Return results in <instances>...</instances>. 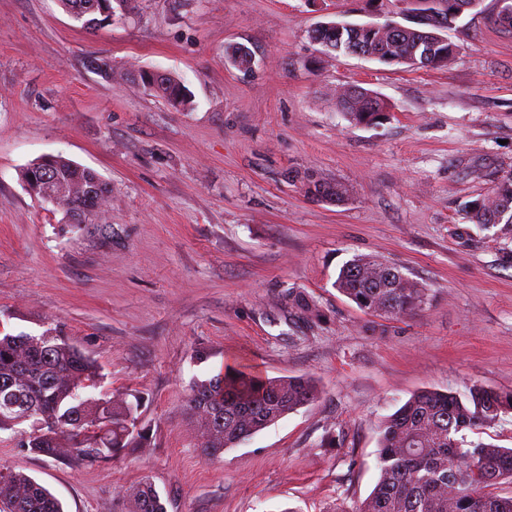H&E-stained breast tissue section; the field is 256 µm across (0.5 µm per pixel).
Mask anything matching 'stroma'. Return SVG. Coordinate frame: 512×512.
<instances>
[{"label":"stroma","mask_w":512,"mask_h":512,"mask_svg":"<svg viewBox=\"0 0 512 512\" xmlns=\"http://www.w3.org/2000/svg\"><path fill=\"white\" fill-rule=\"evenodd\" d=\"M502 6L481 0L447 31L453 61L419 69L312 38L332 21H401L398 0H133L92 30L59 0H0V332L56 329L109 392L143 396L151 428L148 447L94 464L1 431L0 469L65 512H131L145 476L168 512H354L379 478L377 426L412 394L512 389V236L463 211L512 172ZM233 45L250 69L228 59ZM139 70L180 77L192 110L130 81ZM347 85L385 100L388 118L350 123L334 100ZM45 154L110 184L107 223L75 227L26 189L23 169ZM307 171L343 183L345 201L306 195L294 176ZM358 255L430 288V306L360 311L333 286ZM288 288L324 321L290 315ZM237 364L310 377L320 395L209 458L186 390ZM330 432L340 447H321Z\"/></svg>","instance_id":"1"}]
</instances>
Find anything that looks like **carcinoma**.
<instances>
[{
    "label": "carcinoma",
    "instance_id": "obj_1",
    "mask_svg": "<svg viewBox=\"0 0 512 512\" xmlns=\"http://www.w3.org/2000/svg\"><path fill=\"white\" fill-rule=\"evenodd\" d=\"M131 0H60L72 17L96 27L107 17L126 10ZM447 7L431 8L432 16L411 20L403 27L385 23L375 30L346 29L341 34L323 26L312 39L336 52L369 55L387 65L425 68L446 66L455 45L439 37L480 0H446ZM174 108H187L190 97L182 81L170 73L129 74ZM336 105L349 121L377 125L387 117V105L362 87L342 88ZM49 168L62 190L60 207L78 212L92 200L94 211L83 214L89 224L106 219L112 189L94 170L58 155L48 163H30L22 179H37ZM308 195L341 202L346 187L313 173L299 176ZM470 222L502 225L512 233V173L502 176L492 191L466 204ZM334 287L360 311L381 318L402 319L431 302L429 289L400 268L375 256H356L346 262ZM288 307L301 319L322 318L319 303L297 288L287 290ZM103 375L96 362L67 338L47 330L39 336H0V431L24 422L29 431L21 442L28 451L48 457L94 463L111 460L149 442L141 417L142 396L114 397L97 388ZM319 397L308 377L265 378L244 366L227 367L208 379H195L187 389L189 414L205 438L202 451L216 457L234 448L287 414ZM512 412V391L473 384L460 395L423 390L413 394L378 426L379 479L355 512H512V496L490 488L512 481V448L477 443L464 446L460 433L495 424ZM133 512H167L163 496L144 478L130 493ZM0 512H63L49 490L22 472L0 471Z\"/></svg>",
    "mask_w": 512,
    "mask_h": 512
}]
</instances>
